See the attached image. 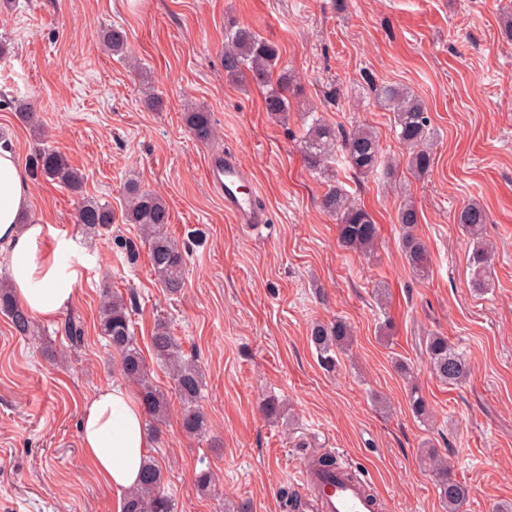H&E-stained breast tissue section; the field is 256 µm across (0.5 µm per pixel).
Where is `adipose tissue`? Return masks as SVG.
Here are the masks:
<instances>
[{
    "instance_id": "1",
    "label": "adipose tissue",
    "mask_w": 512,
    "mask_h": 512,
    "mask_svg": "<svg viewBox=\"0 0 512 512\" xmlns=\"http://www.w3.org/2000/svg\"><path fill=\"white\" fill-rule=\"evenodd\" d=\"M29 178L12 149L0 147V246L10 250V281L18 301L44 321L56 320L70 304L76 271L65 270L61 257L70 244L49 224L24 223L29 209ZM146 412L119 379L86 397L79 420L80 444L95 473L116 494L139 481L153 453Z\"/></svg>"
}]
</instances>
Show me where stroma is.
<instances>
[{"label": "stroma", "mask_w": 512, "mask_h": 512, "mask_svg": "<svg viewBox=\"0 0 512 512\" xmlns=\"http://www.w3.org/2000/svg\"><path fill=\"white\" fill-rule=\"evenodd\" d=\"M512 0H0V146L14 149L31 183L28 220L70 243L79 278L63 313L83 330L70 345L62 321L16 336L0 315V512H117L79 440L85 396L117 378L98 334L104 289L130 300L148 378L167 392L169 418L156 424L154 458L175 512H286L283 491L298 467L327 454L352 460L383 512H444L423 444L467 486L464 512L512 503V41L502 37ZM249 26L277 45L293 80L290 109L274 118L265 88L224 73V27ZM120 30L127 59L101 43ZM385 84L425 104L433 171L415 178L378 102ZM163 101L161 110L146 104ZM30 103L37 125L13 100ZM210 112L203 143L187 112ZM349 130L373 127L380 170L349 172L342 151L329 174L380 227L374 250L340 246L320 208L327 176L311 173L302 136L308 113ZM64 155L84 175L82 194L32 168L39 148ZM235 151L270 212L266 228L234 223L208 186L209 159ZM158 192L167 233L185 254V285L163 288L135 225L82 236L79 196L121 212L124 186ZM413 201L417 235L432 272L418 279L400 248L398 211ZM479 202L496 250L494 286L470 284V244L457 212ZM341 319L351 347L325 366L310 341L314 323ZM169 324L203 376V438L180 425L182 404L150 347L156 321ZM448 337L471 364L459 386L436 380L427 334ZM406 362L412 379L395 362ZM428 415L414 416L411 386ZM275 398L277 418L262 405ZM215 477L204 496L196 473Z\"/></svg>", "instance_id": "1"}]
</instances>
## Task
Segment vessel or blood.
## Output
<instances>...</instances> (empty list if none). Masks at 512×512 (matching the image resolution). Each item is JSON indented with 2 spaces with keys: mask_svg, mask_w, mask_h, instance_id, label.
<instances>
[{
  "mask_svg": "<svg viewBox=\"0 0 512 512\" xmlns=\"http://www.w3.org/2000/svg\"><path fill=\"white\" fill-rule=\"evenodd\" d=\"M205 179L223 199L224 210L236 223L256 229L269 221V211L250 189L251 177L232 152L212 160ZM300 481L316 487L314 498L305 500L304 512H374V502L364 490L362 482H349L334 473H314L300 468Z\"/></svg>",
  "mask_w": 512,
  "mask_h": 512,
  "instance_id": "1",
  "label": "vessel or blood"
}]
</instances>
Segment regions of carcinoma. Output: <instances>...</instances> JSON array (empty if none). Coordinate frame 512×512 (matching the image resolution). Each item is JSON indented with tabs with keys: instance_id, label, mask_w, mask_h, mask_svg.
Instances as JSON below:
<instances>
[{
	"instance_id": "cac0c4a2",
	"label": "carcinoma",
	"mask_w": 512,
	"mask_h": 512,
	"mask_svg": "<svg viewBox=\"0 0 512 512\" xmlns=\"http://www.w3.org/2000/svg\"><path fill=\"white\" fill-rule=\"evenodd\" d=\"M107 46L116 54L125 50L124 36L118 30L102 34ZM280 52L277 46L261 40L246 26L233 24L224 36V72L230 78H245L270 91L264 97L265 111L277 117L288 112V93L291 77L288 72L277 71ZM378 97L383 106L392 113L391 124L399 142L406 148L407 165L419 177L428 175L433 167L430 148V120L423 102L405 88L385 85L379 88ZM186 123L194 137L204 143L213 137L210 113L194 110L187 114ZM342 137L348 168L368 175L377 171L381 163L379 139L366 127L357 126L347 133H336V128L318 117L305 135L304 161L314 172L325 169V162L333 153L337 137ZM36 168L46 179L55 182L76 194L82 193L83 176L73 169L66 158L52 150L44 149L37 154ZM320 207L327 215L336 219L341 243L361 252L372 251L378 241L379 227L365 208L356 204L340 185L331 186L323 194ZM169 208L157 193L144 190L134 182L125 189V208L122 220L136 224L146 243L155 275L170 293H177L183 285L185 258L183 252L168 236ZM76 223L90 236L115 223L112 207L98 199L85 198L78 206ZM456 223L470 237L472 254L470 259V282L475 291L483 293L493 287L492 251L482 237L488 223L486 209L477 202L464 206L456 216ZM401 229V251L407 266L419 278L425 279L431 272V256L426 243L415 233L419 224V211L409 202L398 212ZM0 314L11 323L15 333L27 337L32 332V317L19 303L6 282L0 278ZM99 334L120 357V371L130 383L140 388L142 404L146 414L155 421L162 420L168 411L166 394L148 380L146 362L132 331L129 306L122 296L105 291L98 325ZM351 327L337 319L330 324L317 323L310 333L320 358L325 362L334 360L336 350L351 342ZM151 347L156 359L170 367L172 380L182 402L181 427L191 436H202L208 430V421L199 407L202 398L203 379L192 362L181 358L169 326L157 323L151 336ZM429 370L440 382L458 385L470 374L469 362L448 342V337L432 333L424 344ZM436 484L446 512H462L468 497V489L454 478L453 470L435 451L424 456ZM123 512H174L172 499L164 493L163 474L155 461H147L136 488L123 497Z\"/></svg>"
}]
</instances>
